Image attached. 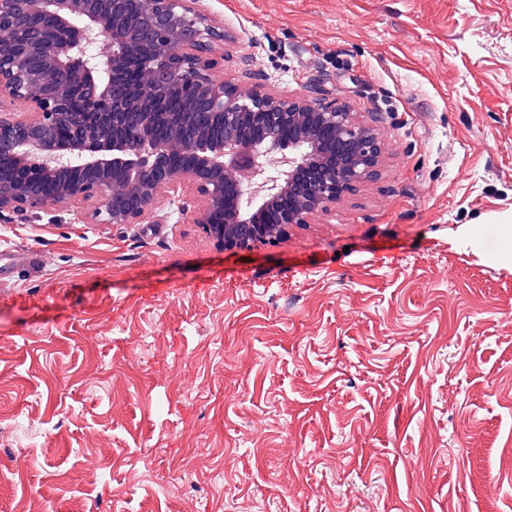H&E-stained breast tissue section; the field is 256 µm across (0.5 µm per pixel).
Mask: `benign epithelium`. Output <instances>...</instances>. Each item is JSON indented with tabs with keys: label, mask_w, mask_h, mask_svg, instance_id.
<instances>
[{
	"label": "benign epithelium",
	"mask_w": 512,
	"mask_h": 512,
	"mask_svg": "<svg viewBox=\"0 0 512 512\" xmlns=\"http://www.w3.org/2000/svg\"><path fill=\"white\" fill-rule=\"evenodd\" d=\"M197 2L0 0V157L13 160L0 167V214L93 201L95 224H140L162 196L189 190L201 199L194 223L218 247L251 250L376 175L379 133L349 107L215 78L224 27ZM46 15L70 37H33ZM144 49L130 86L126 63ZM186 85L196 95L175 133L156 135L162 104Z\"/></svg>",
	"instance_id": "1"
}]
</instances>
